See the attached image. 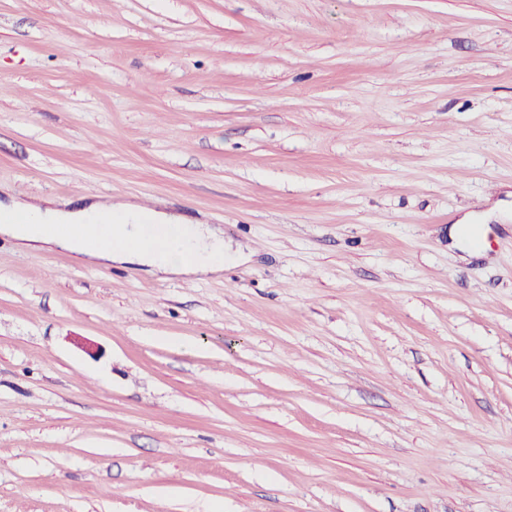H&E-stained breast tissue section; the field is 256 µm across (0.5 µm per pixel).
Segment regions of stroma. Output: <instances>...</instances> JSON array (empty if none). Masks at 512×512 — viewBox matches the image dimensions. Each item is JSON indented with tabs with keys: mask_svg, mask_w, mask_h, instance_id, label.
<instances>
[{
	"mask_svg": "<svg viewBox=\"0 0 512 512\" xmlns=\"http://www.w3.org/2000/svg\"><path fill=\"white\" fill-rule=\"evenodd\" d=\"M10 194L225 259L0 236V512H512V0H0ZM62 205L0 201V233L21 247H59L91 266L138 263L160 279L224 271V235L209 224L131 202H94L76 211Z\"/></svg>",
	"mask_w": 512,
	"mask_h": 512,
	"instance_id": "1",
	"label": "stroma"
}]
</instances>
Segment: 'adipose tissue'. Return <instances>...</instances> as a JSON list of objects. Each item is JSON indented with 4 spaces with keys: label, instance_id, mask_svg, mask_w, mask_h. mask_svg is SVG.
Listing matches in <instances>:
<instances>
[{
    "label": "adipose tissue",
    "instance_id": "ef3b65f1",
    "mask_svg": "<svg viewBox=\"0 0 512 512\" xmlns=\"http://www.w3.org/2000/svg\"><path fill=\"white\" fill-rule=\"evenodd\" d=\"M0 233L22 247L67 250L91 266L137 263L162 279L224 270L219 231L131 202H94L75 211L54 200L0 203Z\"/></svg>",
    "mask_w": 512,
    "mask_h": 512
}]
</instances>
